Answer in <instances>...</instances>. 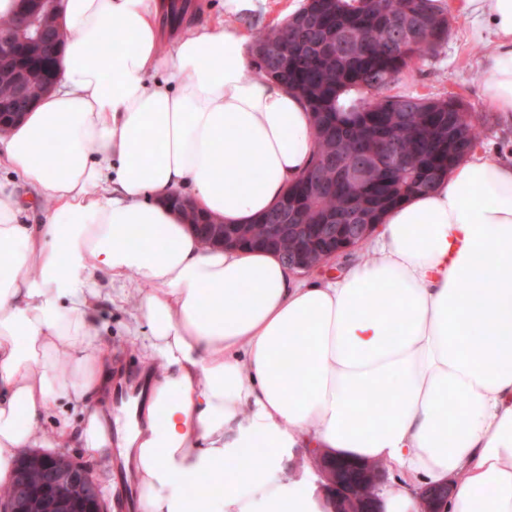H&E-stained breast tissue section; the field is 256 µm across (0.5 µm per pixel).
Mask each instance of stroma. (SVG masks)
<instances>
[{
	"label": "stroma",
	"mask_w": 512,
	"mask_h": 512,
	"mask_svg": "<svg viewBox=\"0 0 512 512\" xmlns=\"http://www.w3.org/2000/svg\"><path fill=\"white\" fill-rule=\"evenodd\" d=\"M182 14L162 12L159 20L163 29H183L187 25H220L224 21V0H181ZM305 0H257L256 10L242 15L239 26L247 35L268 29L282 17L298 11ZM448 8L450 31L448 39L432 55L405 70L392 87L393 93L429 97L455 94L469 106L481 136L475 146L479 152L512 149V119L491 111L485 102L481 81V66L487 44L475 41L474 24L459 8V0H444ZM129 306L111 305L104 308L99 324L104 336L112 342V357L119 361L123 372L142 376L140 363L142 339L129 335Z\"/></svg>",
	"instance_id": "35a3bbf8"
}]
</instances>
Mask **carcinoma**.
<instances>
[{
    "mask_svg": "<svg viewBox=\"0 0 512 512\" xmlns=\"http://www.w3.org/2000/svg\"><path fill=\"white\" fill-rule=\"evenodd\" d=\"M13 39L15 65L32 66ZM448 11L439 0H306L286 21L254 36L259 69L301 97L317 130L314 160L328 166L322 184L302 174L263 216L294 211L312 229L350 216L353 199L369 205L368 220L403 200L429 192L475 146L480 133L455 95H388L404 69L448 39ZM465 132L464 142L454 133Z\"/></svg>",
    "mask_w": 512,
    "mask_h": 512,
    "instance_id": "1",
    "label": "carcinoma"
}]
</instances>
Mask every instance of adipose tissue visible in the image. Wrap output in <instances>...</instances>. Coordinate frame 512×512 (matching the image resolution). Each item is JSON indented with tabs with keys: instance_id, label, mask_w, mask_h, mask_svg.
Listing matches in <instances>:
<instances>
[{
	"instance_id": "obj_1",
	"label": "adipose tissue",
	"mask_w": 512,
	"mask_h": 512,
	"mask_svg": "<svg viewBox=\"0 0 512 512\" xmlns=\"http://www.w3.org/2000/svg\"><path fill=\"white\" fill-rule=\"evenodd\" d=\"M165 2L59 0L56 85L0 134V486L24 449L75 444L123 457L139 512H323L287 477L293 449L318 448L397 471L384 512H420L441 486L447 512H512V158L465 157L316 281L205 245L170 194L249 223L317 135L251 62L235 18L255 0H224L226 25L168 48ZM460 8L491 37L485 101L512 117V0ZM30 196L52 203L32 223ZM105 302L133 304L151 380L117 443L105 412L74 426L60 410L107 394Z\"/></svg>"
}]
</instances>
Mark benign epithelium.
Instances as JSON below:
<instances>
[{
  "label": "benign epithelium",
  "instance_id": "obj_1",
  "mask_svg": "<svg viewBox=\"0 0 512 512\" xmlns=\"http://www.w3.org/2000/svg\"><path fill=\"white\" fill-rule=\"evenodd\" d=\"M40 13L26 12L21 16L19 26L27 38L28 47L37 52L41 48L42 35L47 28L46 18L50 16L58 0H43ZM13 80L20 95L33 101L42 95L46 85L40 83L33 74L23 71L13 73ZM174 210L184 216H191V226L200 230L204 243L212 247H237L249 240V225L244 224L240 236H224V223L210 222L193 203L184 197L178 199ZM271 237L281 238V229L294 230L297 247L292 251V264L296 270L308 271L335 257L337 254L356 246L372 230V224L336 223L330 219V237L323 249H318L312 240L300 234L301 225L288 224V215L271 219ZM308 461L324 480L341 497L338 512H345L355 506L357 512H383L379 506L378 493L387 484V474L381 468L365 466L356 481L343 478L344 464L336 463L318 448L308 450ZM448 488H425L420 492L423 504L421 512H444L441 496ZM0 512H105L102 491L97 478L86 468L64 454L38 453L30 455L19 464L10 485L9 496L0 499Z\"/></svg>",
  "mask_w": 512,
  "mask_h": 512
}]
</instances>
